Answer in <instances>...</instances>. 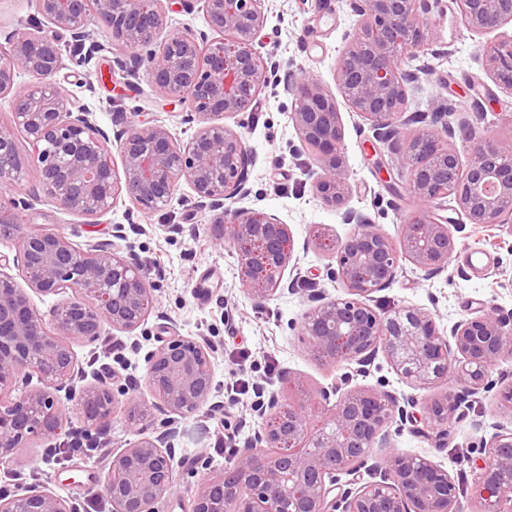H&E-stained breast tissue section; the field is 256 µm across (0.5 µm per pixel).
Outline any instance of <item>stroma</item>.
<instances>
[{"label": "stroma", "instance_id": "35a3bbf8", "mask_svg": "<svg viewBox=\"0 0 512 512\" xmlns=\"http://www.w3.org/2000/svg\"><path fill=\"white\" fill-rule=\"evenodd\" d=\"M353 17L347 0H269L266 30L270 45L282 68H302L322 80L329 91H336V64L343 47V36ZM429 30L428 51L406 59L402 67L418 73L407 105L412 115L429 113L447 104L451 126L469 125L470 137L455 136L453 142L461 159H468L473 141L482 136L497 137L512 147V89L500 85L486 64L483 49L498 34L468 31L460 18L455 0H441L426 15ZM92 41L102 50L85 66L69 65L60 72L59 82L92 114L95 123L110 138H117L131 121L166 127L179 141H187L193 131L186 123L187 107L161 96L146 78L124 84L120 71L109 70L112 36L102 27L94 28ZM294 100L279 87L261 91L254 115H241L242 135L255 157L249 168L250 195L245 207L277 214L294 233V257L302 272L324 269L329 259L308 242L310 230L324 225L331 235L345 237L350 225L338 212L325 208L316 197L311 177L315 160L302 147L290 114ZM344 124L342 151L349 169L352 196L350 207L366 214L391 238H398L401 226L417 216L421 208L407 190L397 166L400 155L376 141L372 132L348 105H341ZM38 209L52 212L53 228L60 232L79 229L75 244L111 240L112 227L122 224L127 238L123 250L133 252L150 271L156 286L155 306L148 319L135 332H104L97 341L74 339L70 346L81 371L80 385L96 382L104 371L118 372L121 384L133 386L145 403L153 395L146 387V354L158 345L164 326L175 324L181 335L202 336L215 345L212 356L215 398L222 401L241 425L235 437L219 430L215 420L195 414L183 419L174 441L175 460L181 465L177 490L166 497L164 512H183L190 491L200 478L184 469V462L205 454L210 460L206 474L215 477L231 467L234 456L225 447L242 445L259 420L246 410V397L232 396L226 387L239 373L253 381L272 377L273 388L281 398L296 399L331 386L340 374L332 361L314 357L294 330L307 308V286L284 276V286L264 307H255L243 293L237 260L229 245L217 243L213 212L197 207L194 193L181 185L163 210L142 213L129 200L121 199L105 215L87 218L55 209L41 199ZM180 232H170V225ZM487 254L483 266L472 267L469 255ZM512 237L493 226L465 225L457 234V248L448 268L428 277L411 263H403L397 277L376 292L378 308L389 311L412 307L430 310L441 331L462 317L493 304L512 311ZM139 350H132V342ZM289 374L291 384L281 383ZM360 387L385 390L396 395L416 394L431 398L449 390L451 381H440L428 388L413 390L377 354L366 376L353 380ZM64 417L71 431L87 434L88 448L60 460L53 451L54 439L33 435L19 449L15 462L0 467V490L15 494L21 487L37 485L73 505L77 512H112L111 503L93 492L110 453L121 451L135 441L136 433L126 421L127 408L118 405L105 429L89 425L81 410L66 403ZM512 423V414L500 409L494 397L475 404L463 421H451L452 438L445 449L433 440L415 435L410 429L395 430L391 442L396 451L423 456L448 470L459 484L462 504L473 498L474 476L466 462L469 452L481 446L492 433V423Z\"/></svg>", "mask_w": 512, "mask_h": 512}]
</instances>
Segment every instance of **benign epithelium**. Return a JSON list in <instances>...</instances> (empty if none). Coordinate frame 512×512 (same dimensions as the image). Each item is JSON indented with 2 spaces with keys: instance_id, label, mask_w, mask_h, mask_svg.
<instances>
[{
  "instance_id": "obj_1",
  "label": "benign epithelium",
  "mask_w": 512,
  "mask_h": 512,
  "mask_svg": "<svg viewBox=\"0 0 512 512\" xmlns=\"http://www.w3.org/2000/svg\"><path fill=\"white\" fill-rule=\"evenodd\" d=\"M174 0H32L53 27L12 32L0 49V96L11 99L12 121L0 123V243L17 245L4 265L22 271L25 285L0 270V466L13 463L34 434L68 438L59 393L76 402L87 422L112 419L118 400L112 373L76 388V364L67 340L96 339L110 328L132 333L153 307V281L145 267L120 254L126 238L112 225L110 243L76 246L62 232L26 230L14 215L34 208L35 198L15 190L26 163L17 133L33 147L42 193L61 210L106 214L127 197L140 210L169 205L181 182L200 203L219 212L217 237L232 245L240 282L254 305L275 296L294 257L290 225L275 214L241 205L250 194L248 167L255 162L241 133L223 119L245 111L259 92L283 86L294 97L291 121L300 143L312 149L317 166L313 190L322 204L343 211L353 225L344 238L313 231L315 246L335 263L326 277L343 288L341 297L318 291L308 298L297 335L317 356L343 369L339 381L316 396L283 401L258 385L251 412L262 420L236 448L232 467L200 484L191 512H463L459 488L440 465L391 449L390 427L423 423L439 447L448 444V420L469 414L472 402L491 393L492 368L512 359V311L488 305L456 321L443 333L428 310L375 309L374 293L396 277L400 260L426 275L448 268L456 239L436 210L445 200L471 224L498 226L512 235V151L492 137L476 140L467 165L452 144L455 130L447 110L422 116L433 129L403 133L409 86L418 77L401 69L428 43L422 23L438 0H348L354 16L344 34L336 84L347 104L367 121L374 136L402 155L407 188L425 214L401 225L399 240L348 206L351 186L343 152L344 127L336 96L320 79L301 70L281 72L263 55L266 0H203L210 31L166 33ZM469 31L492 32L512 23V0H456ZM112 31V62L120 70H144L164 97L190 102L187 121L196 129L185 143L161 125L133 124L118 137L121 168L108 152L109 136L56 81L66 67L61 40L82 42L90 28ZM497 82L512 89V35L486 47ZM21 76L28 82L18 83ZM61 296L48 314L33 296ZM169 336L147 355L146 381L165 415L156 436L142 430L147 414L140 398H127L128 422L139 439L109 457L95 494L112 501L113 512H160L175 487L173 440L179 420L224 407L214 400L212 346L204 339ZM383 352L411 386L425 388L449 377L456 390L428 400L402 399L374 388L351 386L354 375ZM357 365L351 369V365ZM40 385L15 392L21 373ZM322 419L311 426L317 409ZM490 438L469 467L479 486L470 512H512V428L490 425ZM0 512H75L66 501L38 487L0 496Z\"/></svg>"
}]
</instances>
